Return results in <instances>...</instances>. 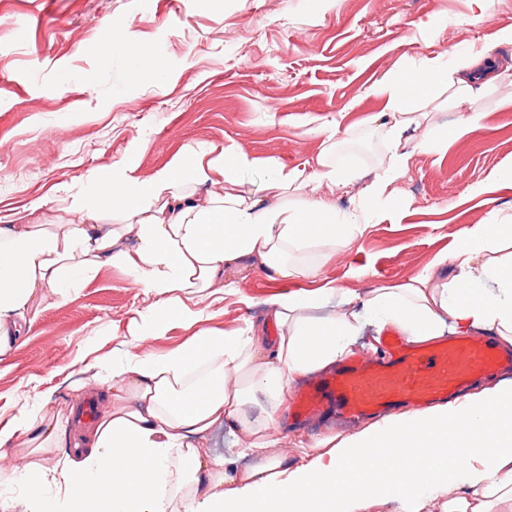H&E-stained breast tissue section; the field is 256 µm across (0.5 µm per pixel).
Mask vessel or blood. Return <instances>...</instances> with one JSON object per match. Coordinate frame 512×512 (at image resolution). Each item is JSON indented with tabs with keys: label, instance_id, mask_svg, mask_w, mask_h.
<instances>
[{
	"label": "vessel or blood",
	"instance_id": "b4317fda",
	"mask_svg": "<svg viewBox=\"0 0 512 512\" xmlns=\"http://www.w3.org/2000/svg\"><path fill=\"white\" fill-rule=\"evenodd\" d=\"M512 369V352L492 339H441L418 346L389 337L380 356L342 363L305 386L291 400L296 415L335 414L358 419L401 405L460 397L476 377Z\"/></svg>",
	"mask_w": 512,
	"mask_h": 512
}]
</instances>
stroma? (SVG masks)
<instances>
[{"label":"stroma","mask_w":512,"mask_h":512,"mask_svg":"<svg viewBox=\"0 0 512 512\" xmlns=\"http://www.w3.org/2000/svg\"><path fill=\"white\" fill-rule=\"evenodd\" d=\"M0 0V216L32 212L39 224H77L83 203L69 189L89 175L107 177L134 156L141 176L183 149L231 145L260 160L293 165L312 158L314 129L336 118L351 129L348 153L361 174L382 156L373 119L375 86L441 49L481 48L512 26V0ZM148 45L159 73L129 89L131 59L104 56L113 37ZM96 75L87 84L86 75ZM477 122L442 150L415 152L394 188L404 206L397 223L370 225L323 261L324 247L294 256L323 263L326 277L366 294L405 281L451 248L456 232L512 215V188L497 186L512 166V76L478 98ZM479 181L492 189L471 197ZM364 268L355 279L351 269ZM237 293L203 301L201 327L176 325L151 341L161 354L199 328L227 332L253 322L276 336L274 295L306 287L271 278L256 260L229 266ZM151 302L121 268L109 265L63 299L40 306L0 362V411H18L29 376L65 418L92 399V364L117 353L137 310ZM332 420H281V453L301 443L352 433Z\"/></svg>","instance_id":"obj_1"}]
</instances>
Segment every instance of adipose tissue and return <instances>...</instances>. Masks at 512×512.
Here are the masks:
<instances>
[{
    "instance_id": "ef3b65f1",
    "label": "adipose tissue",
    "mask_w": 512,
    "mask_h": 512,
    "mask_svg": "<svg viewBox=\"0 0 512 512\" xmlns=\"http://www.w3.org/2000/svg\"><path fill=\"white\" fill-rule=\"evenodd\" d=\"M509 68L512 60L487 46L431 53L413 75L387 77L377 88L383 156L357 193L337 152L340 124L331 119L316 128V156L294 166L231 146L216 156L189 149L146 178L125 161L109 177L77 185V196L96 202L80 223L36 224L19 215L0 225V359L38 306L66 297L107 264L153 298L128 327L136 343L174 323L201 322L197 299L234 292L224 269L240 260L308 282L272 297L274 338L253 323L227 334L203 330L161 356L125 350L99 363L106 403L74 450H66L60 415L42 395L31 411L0 418V477L23 489L0 498V512H78L89 504L96 512H371L380 501L422 512L432 498L441 499L442 512H487L490 501H512V379L321 438L298 461L274 451L294 383L349 355L365 326L397 329L412 343L450 331L487 332L512 344V257L502 254L512 242V217L493 212L467 225L431 267L373 289L362 302L325 278L321 265L288 260L317 244H352L368 225L392 220V185L408 165V134L421 131L418 147L426 153L446 142L427 129L425 103L443 98L468 109ZM258 165L268 175L262 199L239 189L242 173ZM291 187L305 189L299 203L283 198ZM350 193L355 211L338 212L333 196ZM105 210L117 223H101ZM446 264L454 275L435 283V268ZM332 297L347 312L310 316ZM219 427L255 464L228 470L205 453ZM51 448L59 457L49 466Z\"/></svg>"
}]
</instances>
